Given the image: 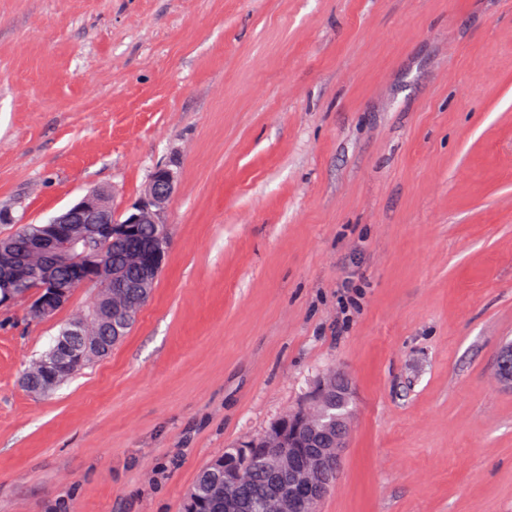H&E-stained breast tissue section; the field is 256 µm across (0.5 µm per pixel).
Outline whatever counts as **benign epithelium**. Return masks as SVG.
I'll return each instance as SVG.
<instances>
[{"label": "benign epithelium", "mask_w": 512, "mask_h": 512, "mask_svg": "<svg viewBox=\"0 0 512 512\" xmlns=\"http://www.w3.org/2000/svg\"><path fill=\"white\" fill-rule=\"evenodd\" d=\"M176 187L175 173L164 166L155 168L144 196L117 213L98 191L86 194L45 224L44 233L32 242V253L41 266V281L29 284L35 311L45 313L63 303L76 288L104 284L109 288L106 316H127L147 302L164 260L166 242L151 238L134 251L139 261L136 276L112 271L103 250L125 240L136 224H162L163 214ZM497 377L512 386V343L497 357ZM354 397L351 382L341 373L317 381L308 401L274 422L260 437L269 449L268 464L288 485L272 495L264 512H317L319 502L332 487L331 477L339 469L351 422ZM336 406L340 413L329 420L325 408ZM288 440V456L280 454ZM224 512H242L229 458H224Z\"/></svg>", "instance_id": "obj_1"}]
</instances>
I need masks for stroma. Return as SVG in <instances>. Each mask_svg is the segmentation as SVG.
Wrapping results in <instances>:
<instances>
[{
  "mask_svg": "<svg viewBox=\"0 0 512 512\" xmlns=\"http://www.w3.org/2000/svg\"><path fill=\"white\" fill-rule=\"evenodd\" d=\"M177 176L128 337L43 396L0 310V512H182L339 371L319 512H512V0H0V237Z\"/></svg>",
  "mask_w": 512,
  "mask_h": 512,
  "instance_id": "35a3bbf8",
  "label": "stroma"
}]
</instances>
